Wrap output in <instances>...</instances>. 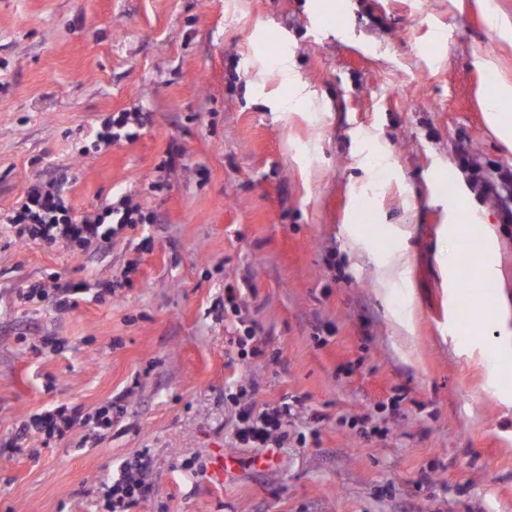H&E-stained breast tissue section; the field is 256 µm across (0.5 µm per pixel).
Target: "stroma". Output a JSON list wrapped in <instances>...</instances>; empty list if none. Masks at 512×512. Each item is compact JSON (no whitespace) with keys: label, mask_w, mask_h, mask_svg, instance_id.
I'll return each mask as SVG.
<instances>
[{"label":"stroma","mask_w":512,"mask_h":512,"mask_svg":"<svg viewBox=\"0 0 512 512\" xmlns=\"http://www.w3.org/2000/svg\"><path fill=\"white\" fill-rule=\"evenodd\" d=\"M300 84L311 105L286 110ZM505 84L512 0H0V211L65 175L74 214L126 194L146 217L104 247L0 229V440L49 408H124L104 437L1 454L0 512H104L144 451L154 493L130 512H512V360L467 335L478 290L442 254L448 223L494 228L512 326V223L470 181L512 166L483 112ZM136 107L137 140L98 143ZM400 247L390 288L375 261ZM95 278L114 298L18 300ZM242 393L290 409L259 468ZM218 454L243 461L220 484Z\"/></svg>","instance_id":"obj_1"}]
</instances>
